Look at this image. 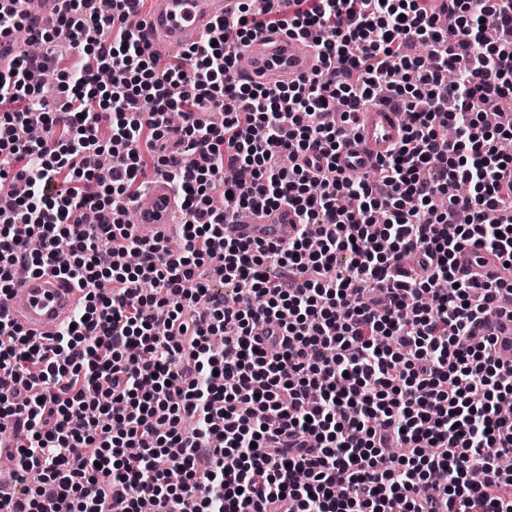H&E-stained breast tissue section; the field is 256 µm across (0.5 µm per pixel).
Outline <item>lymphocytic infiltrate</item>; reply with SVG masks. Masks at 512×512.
I'll return each mask as SVG.
<instances>
[{
	"label": "lymphocytic infiltrate",
	"instance_id": "1",
	"mask_svg": "<svg viewBox=\"0 0 512 512\" xmlns=\"http://www.w3.org/2000/svg\"><path fill=\"white\" fill-rule=\"evenodd\" d=\"M62 2L34 39L66 38L95 66L20 51L0 71V183L25 184L0 209V299L20 262L83 293L47 344L0 312L17 512H512V472L486 453L512 456V363L476 331L512 314V157L492 141L512 134V41L486 39L512 33V0H447L443 18L436 0H239L160 68L132 23L146 0ZM278 29L315 43L313 77L240 82L243 47ZM53 68L58 110L42 96ZM384 98L403 139L342 175L337 151ZM157 174L183 209L175 252L126 220ZM215 189L251 213L293 208L295 237H225L237 215L213 208ZM467 246L500 274H461Z\"/></svg>",
	"mask_w": 512,
	"mask_h": 512
}]
</instances>
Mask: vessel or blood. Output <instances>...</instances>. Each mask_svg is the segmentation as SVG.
I'll list each match as a JSON object with an SVG mask.
<instances>
[{
    "label": "vessel or blood",
    "mask_w": 512,
    "mask_h": 512,
    "mask_svg": "<svg viewBox=\"0 0 512 512\" xmlns=\"http://www.w3.org/2000/svg\"><path fill=\"white\" fill-rule=\"evenodd\" d=\"M60 0H22L21 10L28 24L43 29L55 17ZM227 0H149L147 11L136 22L152 49L171 58L197 44L212 25L223 19ZM244 54L248 65L243 78L266 85H299L305 82L318 64L314 44L297 36L269 32L252 40ZM405 114L382 105L364 112L359 121L357 137L343 145L336 156V165L349 174L361 173L377 160L388 155L404 134ZM132 229L149 241H158L175 248L180 227V203L166 178L154 177L145 201L132 206ZM298 222L296 212L288 207L260 211L250 223L228 224L224 234L247 240L262 239L285 243L294 235ZM460 270L486 280L499 269L496 257L466 248L457 255ZM81 302L78 288L53 273H31L16 277L7 301L12 320L35 341L54 335L73 317ZM484 332L495 337L500 354L512 358V321L491 317Z\"/></svg>",
    "instance_id": "vessel-or-blood-1"
}]
</instances>
